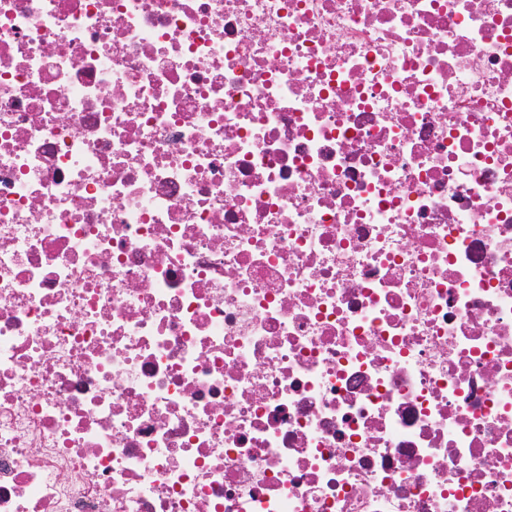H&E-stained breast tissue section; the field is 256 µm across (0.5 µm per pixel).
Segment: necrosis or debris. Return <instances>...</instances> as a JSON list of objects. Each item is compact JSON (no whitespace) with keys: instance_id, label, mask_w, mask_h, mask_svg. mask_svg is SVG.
<instances>
[{"instance_id":"obj_1","label":"necrosis or debris","mask_w":512,"mask_h":512,"mask_svg":"<svg viewBox=\"0 0 512 512\" xmlns=\"http://www.w3.org/2000/svg\"><path fill=\"white\" fill-rule=\"evenodd\" d=\"M0 512H512V0H0Z\"/></svg>"}]
</instances>
